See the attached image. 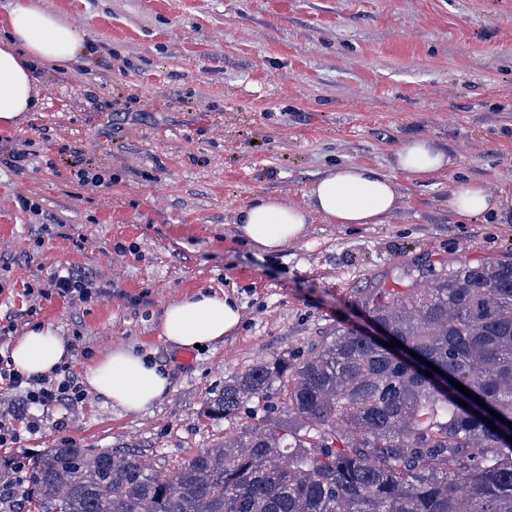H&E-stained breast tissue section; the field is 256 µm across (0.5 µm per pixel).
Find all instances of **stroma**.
<instances>
[{"instance_id":"stroma-1","label":"stroma","mask_w":512,"mask_h":512,"mask_svg":"<svg viewBox=\"0 0 512 512\" xmlns=\"http://www.w3.org/2000/svg\"><path fill=\"white\" fill-rule=\"evenodd\" d=\"M72 25L83 51L37 70L42 103L0 126V156L30 141L22 168L0 163V338L52 326L82 377L115 346L166 367L169 393L122 413L92 393L27 406L0 389V422L16 429L1 460L45 448H128L177 467L264 424L206 413L249 365L300 359L336 327L369 326L364 302L419 287L429 273L512 258V224H465L448 189L476 180L512 189V0H36ZM436 141L453 165L426 182L394 173L407 139ZM337 163L395 176L399 209L381 224L312 214L276 254L236 239L234 211L259 196L306 204ZM103 182L86 185L79 170ZM100 287L85 303L25 289L57 266ZM202 289L241 308L237 330L191 363L160 334L166 306Z\"/></svg>"}]
</instances>
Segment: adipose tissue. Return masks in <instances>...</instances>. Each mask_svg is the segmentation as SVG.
Instances as JSON below:
<instances>
[{
  "label": "adipose tissue",
  "mask_w": 512,
  "mask_h": 512,
  "mask_svg": "<svg viewBox=\"0 0 512 512\" xmlns=\"http://www.w3.org/2000/svg\"><path fill=\"white\" fill-rule=\"evenodd\" d=\"M0 38V126L13 127L24 113L38 108L41 98L34 77L36 66L65 64L80 51L77 32L32 0H16ZM452 164L445 150L425 137L409 139L397 148L394 166L416 181L427 180ZM307 206L282 196H260L239 207L234 224L242 243L274 254L300 239L311 214L333 224H380L401 203L393 177L358 164H339L315 180ZM448 209L461 219L491 217L512 223V189H489L478 181H458L448 190ZM241 311L227 294L203 291L170 303L161 335L173 347L192 348L223 341L239 325ZM70 356V346L49 325L31 328L10 351V361L27 378L54 372ZM91 393L128 414L147 410L170 390L166 368L133 349L118 346L102 354L84 374Z\"/></svg>",
  "instance_id": "1"
}]
</instances>
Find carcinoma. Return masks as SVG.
<instances>
[{
  "label": "carcinoma",
  "mask_w": 512,
  "mask_h": 512,
  "mask_svg": "<svg viewBox=\"0 0 512 512\" xmlns=\"http://www.w3.org/2000/svg\"><path fill=\"white\" fill-rule=\"evenodd\" d=\"M364 308L440 372L338 327L308 357L257 362L207 401L227 420L261 399L271 423L172 470L125 450L47 448L25 461L23 496L34 512H512V262L443 270Z\"/></svg>",
  "instance_id": "cac0c4a2"
}]
</instances>
